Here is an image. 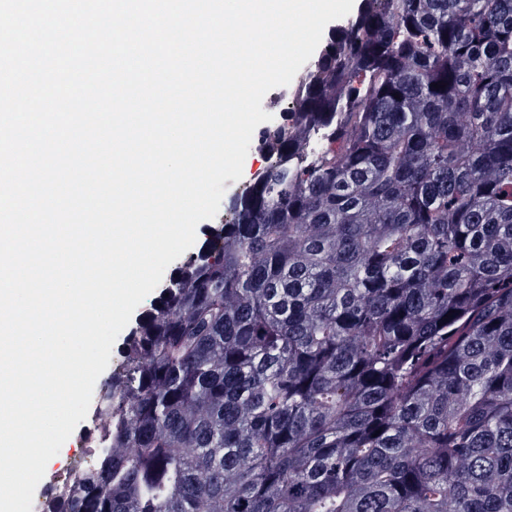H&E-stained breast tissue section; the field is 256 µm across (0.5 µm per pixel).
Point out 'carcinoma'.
Wrapping results in <instances>:
<instances>
[{
  "label": "carcinoma",
  "instance_id": "1",
  "mask_svg": "<svg viewBox=\"0 0 512 512\" xmlns=\"http://www.w3.org/2000/svg\"><path fill=\"white\" fill-rule=\"evenodd\" d=\"M258 148L43 512H512V0H359Z\"/></svg>",
  "mask_w": 512,
  "mask_h": 512
}]
</instances>
